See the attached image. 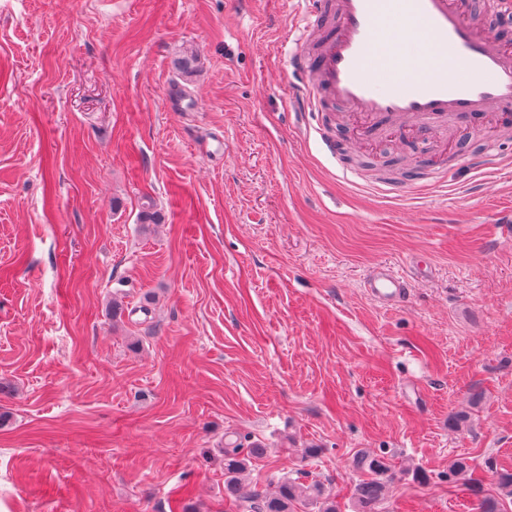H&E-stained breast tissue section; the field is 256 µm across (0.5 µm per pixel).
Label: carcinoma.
I'll use <instances>...</instances> for the list:
<instances>
[{
	"instance_id": "cac0c4a2",
	"label": "carcinoma",
	"mask_w": 512,
	"mask_h": 512,
	"mask_svg": "<svg viewBox=\"0 0 512 512\" xmlns=\"http://www.w3.org/2000/svg\"><path fill=\"white\" fill-rule=\"evenodd\" d=\"M199 57L195 52L183 55L177 61V71L185 79L195 76ZM263 452L258 445L248 447L233 440L225 443L224 453V497L234 512H297L296 506L309 505L315 512H341L336 494L327 491L320 483L301 484L295 480L280 481L278 490L270 495L251 486L245 481L249 463ZM356 466L365 471L368 478L354 487L353 504L355 512H378L387 486L395 479V473L388 459L383 455L359 453ZM448 477L464 480L468 489L477 498V512H502L498 498L484 493L480 479L464 458L452 461Z\"/></svg>"
}]
</instances>
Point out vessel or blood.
I'll use <instances>...</instances> for the list:
<instances>
[{
    "mask_svg": "<svg viewBox=\"0 0 512 512\" xmlns=\"http://www.w3.org/2000/svg\"><path fill=\"white\" fill-rule=\"evenodd\" d=\"M303 35L289 57L305 88L294 103L322 152L339 159L341 140L315 124L316 113L338 103L363 113L370 130L398 117L415 138L459 120L479 124L487 114L512 112V51L478 29L460 0H299ZM479 169L502 167L498 145L483 141L470 155ZM362 286L376 302L396 307L408 282L382 266Z\"/></svg>",
    "mask_w": 512,
    "mask_h": 512,
    "instance_id": "1",
    "label": "vessel or blood"
}]
</instances>
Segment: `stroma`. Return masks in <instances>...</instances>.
Instances as JSON below:
<instances>
[{"label": "stroma", "instance_id": "35a3bbf8", "mask_svg": "<svg viewBox=\"0 0 512 512\" xmlns=\"http://www.w3.org/2000/svg\"><path fill=\"white\" fill-rule=\"evenodd\" d=\"M296 8L0 0V512H229L239 436L264 450L251 482L318 481L342 512L361 451L396 473L379 512H475L457 457L496 494L512 167L463 147L512 160V133L449 123L418 154L440 174L423 191L346 176L288 100ZM218 137L219 163L196 149ZM150 202L163 223H138ZM375 265L408 302L366 295ZM468 161L479 169H496L503 166L499 147L491 140L483 141L479 150L468 157Z\"/></svg>", "mask_w": 512, "mask_h": 512}]
</instances>
